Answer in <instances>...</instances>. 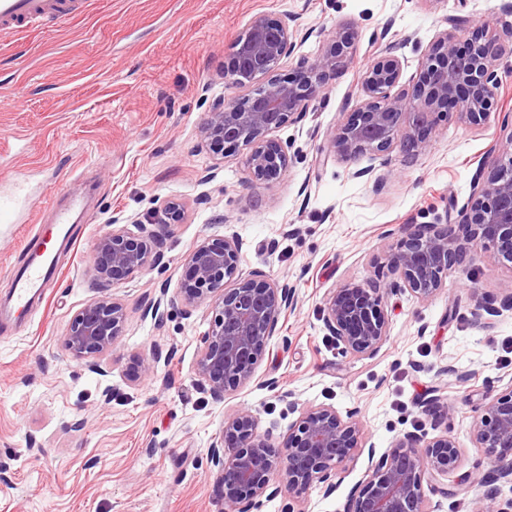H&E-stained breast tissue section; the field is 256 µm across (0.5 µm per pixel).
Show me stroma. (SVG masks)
<instances>
[{"label":"stroma","mask_w":512,"mask_h":512,"mask_svg":"<svg viewBox=\"0 0 512 512\" xmlns=\"http://www.w3.org/2000/svg\"><path fill=\"white\" fill-rule=\"evenodd\" d=\"M70 21L43 30L0 32V180L23 184L29 204L50 222L46 202L76 192L86 175L96 192L92 216L74 227L76 243L56 255L46 295L21 330L0 335V512H224L207 448L225 418L248 410L279 439L307 405L357 412L365 442L385 451L414 434L455 438L461 461L454 495L428 494L432 512H473L487 489L474 485L488 468L473 428L489 400L512 390V263L486 252L450 272L430 300L388 295L387 337L370 356L337 350L322 320L327 294L349 282L395 276L386 256L411 224L444 221L464 204L491 142L512 148L497 120L472 127L441 117L431 148L407 156L364 155L371 175L354 179L328 159L327 144L346 112L361 106V71L371 40L397 44L401 87L449 21L466 30L488 20L512 23L507 0H81ZM257 14L297 19L292 56L278 75L313 60L343 26L355 33V57L341 68L297 122L273 131L287 143L289 167L279 180L254 177L246 149L215 164L203 146L202 96L228 95L224 72L232 46ZM216 167L212 181L201 174ZM383 189H376V182ZM185 205L179 224L158 223L162 200ZM142 224L162 264L103 288L91 262L112 218ZM36 227L0 228V299L12 290ZM237 236L244 273L288 282L295 308L280 316L255 369V380L212 399L195 367L209 319L185 316L181 264L206 238ZM109 293L125 311L119 341L101 362L107 376L72 359L64 336L84 304ZM160 302L162 323L146 316ZM494 308L486 326L474 312ZM159 355L154 374L126 377L131 354ZM470 373L467 381L457 372ZM276 380L277 389L264 387ZM111 387V399L101 395ZM448 413L431 414L432 389ZM366 455L348 462L332 494L313 485L302 497L281 493L262 512H340L364 480Z\"/></svg>","instance_id":"1"}]
</instances>
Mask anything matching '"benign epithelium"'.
I'll return each instance as SVG.
<instances>
[{
	"label": "benign epithelium",
	"mask_w": 512,
	"mask_h": 512,
	"mask_svg": "<svg viewBox=\"0 0 512 512\" xmlns=\"http://www.w3.org/2000/svg\"><path fill=\"white\" fill-rule=\"evenodd\" d=\"M296 17L277 22L257 14L234 47L228 83L240 90L255 80L264 84L241 96L209 99L202 133L212 155L224 156L228 147L249 149L248 166L265 180H276L288 169V144L266 138L294 123L337 69L354 60V32L339 31L311 63H298L296 75L281 78L275 68L289 58L297 29ZM512 39V25L498 28L494 21L469 33L445 30L432 43L419 78L410 91L393 92L401 67L395 46L383 48L385 57L367 65L361 87L368 97L331 133L328 155L349 165L367 153L393 148L407 154L427 151L438 118L458 116L470 125L490 122L495 110L496 67ZM488 176L477 173L460 219L447 215L442 224H410L388 264L398 280L383 286L369 281L344 284L327 295L323 322L336 347L344 354H375L387 336L383 311L388 290L408 291L420 300L434 297L448 273L490 250L512 263V149L492 144ZM164 224H179L184 204L166 199L155 210ZM114 228L97 239L93 267L105 287L118 285L161 264L154 241L136 236L112 220ZM241 242L235 236L207 238L197 244L182 264L180 294L187 316L204 308L211 312L203 334L195 372L216 400L239 386L250 384L266 342L275 334L279 316L294 308L295 289L286 282L258 279L239 271ZM122 305L103 296L86 303L70 322L64 346L70 356L85 362L92 373L106 375L98 357L112 350L121 336ZM158 355L134 354L128 376L138 381L153 371ZM258 418L242 410L224 421V429L208 447L224 499V512H261L264 502L285 491L300 496L315 483L330 495L345 464L362 448V423L354 412L341 417L326 405L307 406L273 443L259 433ZM476 447L483 449L489 470L476 478L480 484L512 476V390L485 406L474 428ZM369 466L361 488L346 501L343 512H429L423 482L447 478L461 459L455 440L446 435L425 439L407 435L381 455L368 450Z\"/></svg>",
	"instance_id": "obj_1"
}]
</instances>
